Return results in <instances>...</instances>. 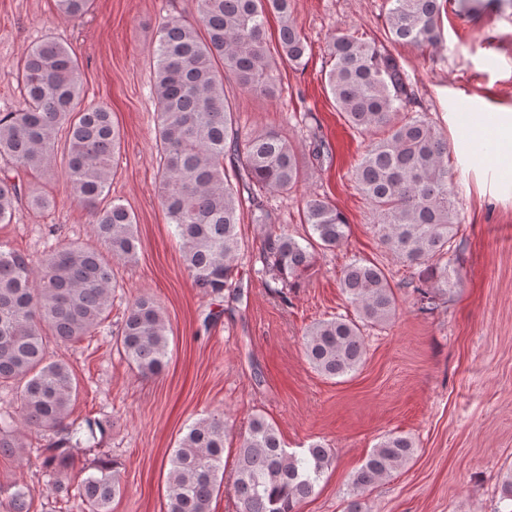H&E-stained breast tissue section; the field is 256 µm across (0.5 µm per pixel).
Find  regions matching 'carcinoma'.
Listing matches in <instances>:
<instances>
[{
	"label": "carcinoma",
	"mask_w": 512,
	"mask_h": 512,
	"mask_svg": "<svg viewBox=\"0 0 512 512\" xmlns=\"http://www.w3.org/2000/svg\"><path fill=\"white\" fill-rule=\"evenodd\" d=\"M91 0H56L69 18L85 15ZM385 36L394 44L435 46L440 0H386ZM280 19L276 52L266 39L267 15ZM203 29L170 19L154 41L157 61L153 99L157 106V148L161 172L158 197L175 227L183 264L196 287L213 294L242 296L234 280L241 254L237 231L243 209L252 222L269 223L266 193L288 191L302 181L297 148L275 128L244 137L235 126L224 79L242 89L274 98L282 92L277 61L303 65L308 45L290 13V0H199ZM327 86L336 108L354 128L374 135L355 166L359 191L377 215L373 225L381 245L403 265L418 269L430 284L422 295L448 294V263L456 236V214L448 192V141L419 112L414 82L400 57L358 32L331 36ZM26 106L0 113V158L16 175L0 174V223L26 201L36 210L55 200L24 186L18 172L46 171L54 162L59 133L65 134V188L88 211L105 251L71 243L50 244L39 263L0 249V389L16 387L19 414L0 412V454L22 447L20 429L48 439L37 458L54 478L74 466L75 451L104 434L106 424L71 419L79 383L70 365L52 360L47 336L61 344L101 332L117 288L111 260H135V220L122 204H103L111 185L112 158L121 133L112 113L101 106L80 107L83 91L72 47L48 39L29 48L19 73ZM384 131L386 135L377 136ZM233 174H228L224 160ZM303 223L307 244L286 234L268 235L254 269L264 283L291 286L313 265L315 250L331 251L348 239L345 214L326 199H307ZM339 288L353 308L315 323L305 334L310 365L327 378L347 376L363 364L361 326L389 323L396 313L391 279L379 265L355 259ZM116 344L139 375L160 374L169 361V325L152 297L128 306ZM233 426L209 414L188 426L169 459L168 512H210L224 484V441ZM415 442L390 433L377 443L348 483L346 512H366L364 494L377 481L413 458ZM331 449L320 442L301 455L284 447L279 429L253 416L239 435L234 491L240 512H295L311 497L331 466ZM83 512H110L124 492L116 460L98 458L94 471L75 487H58ZM33 489L24 482L0 484V512H30Z\"/></svg>",
	"instance_id": "obj_1"
}]
</instances>
